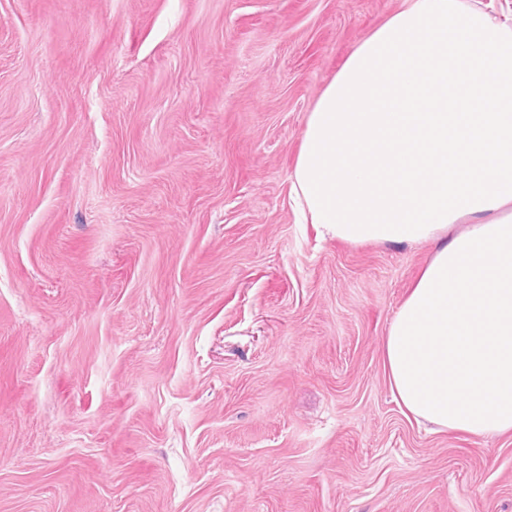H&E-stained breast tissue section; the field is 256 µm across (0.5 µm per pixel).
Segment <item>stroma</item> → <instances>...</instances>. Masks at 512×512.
I'll return each mask as SVG.
<instances>
[{
	"label": "stroma",
	"instance_id": "stroma-1",
	"mask_svg": "<svg viewBox=\"0 0 512 512\" xmlns=\"http://www.w3.org/2000/svg\"><path fill=\"white\" fill-rule=\"evenodd\" d=\"M399 0H0V512H512L410 419L429 243L296 221L306 119Z\"/></svg>",
	"mask_w": 512,
	"mask_h": 512
}]
</instances>
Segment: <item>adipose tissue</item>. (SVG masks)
Listing matches in <instances>:
<instances>
[{
	"mask_svg": "<svg viewBox=\"0 0 512 512\" xmlns=\"http://www.w3.org/2000/svg\"><path fill=\"white\" fill-rule=\"evenodd\" d=\"M291 190L320 235L435 243L384 340L391 393L435 431L511 433L512 13L402 0L309 112Z\"/></svg>",
	"mask_w": 512,
	"mask_h": 512,
	"instance_id": "obj_1",
	"label": "adipose tissue"
}]
</instances>
